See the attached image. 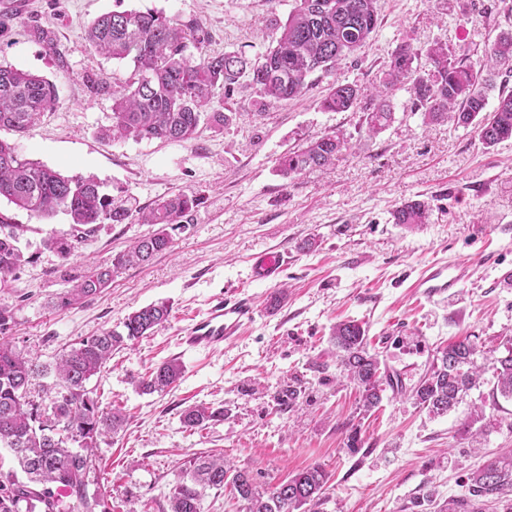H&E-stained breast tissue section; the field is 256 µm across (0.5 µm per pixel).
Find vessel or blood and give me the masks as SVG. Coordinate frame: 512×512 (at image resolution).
Masks as SVG:
<instances>
[{"mask_svg": "<svg viewBox=\"0 0 512 512\" xmlns=\"http://www.w3.org/2000/svg\"><path fill=\"white\" fill-rule=\"evenodd\" d=\"M288 261L287 254L269 252L258 257L253 264V275L260 281L276 280ZM470 266L465 262L433 263L424 267L413 282L417 293L427 298L455 296L468 281ZM253 314L250 299L234 298L218 301L205 317L195 321L179 336L178 343L188 349L208 351L222 347L232 339L245 321Z\"/></svg>", "mask_w": 512, "mask_h": 512, "instance_id": "vessel-or-blood-1", "label": "vessel or blood"}]
</instances>
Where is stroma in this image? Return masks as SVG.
Segmentation results:
<instances>
[{
  "label": "stroma",
  "mask_w": 512,
  "mask_h": 512,
  "mask_svg": "<svg viewBox=\"0 0 512 512\" xmlns=\"http://www.w3.org/2000/svg\"><path fill=\"white\" fill-rule=\"evenodd\" d=\"M21 2L0 29V62L54 83L57 104L27 135L2 128L0 140L63 174L95 175L110 195L131 194L144 209L179 193L201 199L187 228L175 233L172 252L65 309L52 302L85 264L110 263L151 225L134 217L98 225L65 259L45 242L73 234L68 214L35 218L0 202V213L24 229L27 257L16 274L0 276V306L14 311L17 346L40 363L120 328L134 309L161 300L172 306L168 322L114 352L89 382L102 407L127 415L96 450L114 512H169V491L187 462L219 454L263 489L322 466L328 488L301 512H438L465 495L483 456L512 448V400L496 394L489 360L490 350L512 341V140L488 148L473 128L423 124L403 87L392 96L393 123L373 137L359 113L326 112L319 101L335 83L378 86L402 42H442L477 63L500 33L512 31V0H377L380 26L354 60L315 72L295 100L270 102L241 82L228 103L229 124H201L189 142L101 139L112 124V98L89 94L82 77L92 71L119 82L133 65L99 54L86 27L113 10H151L202 25L210 52L240 50L255 60L269 46L273 21H285L295 0ZM35 25L56 34L65 66L30 35ZM336 130L353 148L334 165L288 180L276 175L282 154ZM411 200L428 203L429 224L392 223V211ZM309 238L317 243L311 251L302 247ZM272 250L287 253V266L274 281L254 280V261ZM455 260L473 266L458 295L427 300L409 291L424 265ZM283 288L287 300L271 308V295ZM235 297L254 302L235 338L213 351L178 346L192 321ZM349 318L366 328L381 369L403 384L368 411L330 342L332 326ZM464 338L480 350V383L448 414L430 415L410 390L438 349ZM174 358L183 366L174 388L136 391L134 378ZM289 386L300 395L285 406L280 397ZM195 403L223 409V420L186 430L180 415ZM478 408L483 419L462 434ZM352 433L360 439L354 452L346 446ZM426 491L434 505H419Z\"/></svg>",
  "instance_id": "1"
}]
</instances>
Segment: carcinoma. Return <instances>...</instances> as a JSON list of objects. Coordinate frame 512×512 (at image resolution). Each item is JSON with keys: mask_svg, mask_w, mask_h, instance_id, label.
I'll list each match as a JSON object with an SVG mask.
<instances>
[{"mask_svg": "<svg viewBox=\"0 0 512 512\" xmlns=\"http://www.w3.org/2000/svg\"><path fill=\"white\" fill-rule=\"evenodd\" d=\"M379 27L376 0H296L283 23L273 27L272 45L259 61L242 51L207 53L209 35L195 24H181L159 12L112 11L96 18L86 31L87 39L105 56L133 63L130 77L111 84L94 73L83 76L88 91L112 95V128L105 136L137 140L187 142L195 138L203 117L219 127L228 116L212 110L217 91L224 100L233 96L240 79L250 78L261 97L273 101L302 96L310 76L328 71L356 55ZM33 36L64 65V54L53 31L32 29ZM425 60L427 70L417 65ZM512 68V32L498 36L476 67L458 61L442 43L415 48L398 44L390 55L386 78L371 91L355 83L329 87L320 106L326 112L356 110L371 94L379 103L363 113L362 126L376 135L393 122L390 97L403 83L414 97L426 123H453L475 128L479 140L492 147L512 139V93H499L488 109L487 91L492 69ZM54 84L47 79L0 64V128L23 136L55 107ZM352 149L340 131H332L284 153L277 171L294 178L307 170L335 163ZM42 218L63 210L77 234L51 237L46 245L63 258L100 224H123L132 216L123 200L102 190L93 176H64L24 158L16 146L0 140V199ZM198 198L177 194L162 198L141 223L156 229L134 241L107 266L91 265L68 291L57 296L55 307L67 308L106 290L123 270L143 265L170 251L171 232L191 222ZM395 224L418 228L429 223L430 210L418 200L403 203L391 213ZM0 275L19 270L27 258L11 219L0 214ZM171 305L158 301L129 313L122 330H103L80 340L63 352L54 364H40L10 339L14 317L0 306V448L8 449L16 467L0 470V512H112L110 495L100 486L93 448L123 424L121 409H103L90 379L101 371L112 353L146 336L168 321ZM341 364L361 391L362 406L369 410L382 399L384 386L397 385L394 377L380 371L376 354L370 352L366 329L356 320L336 324L331 333ZM477 346L465 338L438 352L414 387L415 404L434 416L456 407L463 394L477 383L474 359ZM496 391L512 399V346L494 359ZM53 374L55 393L43 406L30 400L32 379ZM182 376L176 360L161 363L137 381L145 393L173 388ZM224 417V411L204 404L183 410L181 422L192 431ZM329 475L320 466L295 472L274 487L260 491L253 476L234 468L222 456H198L189 461L169 494L170 512H203V492L230 488L243 503V512H299L320 499ZM512 494V453L487 459L469 476L468 493L452 500L439 512H482L489 504L509 502Z\"/></svg>", "mask_w": 512, "mask_h": 512, "instance_id": "1", "label": "carcinoma"}]
</instances>
